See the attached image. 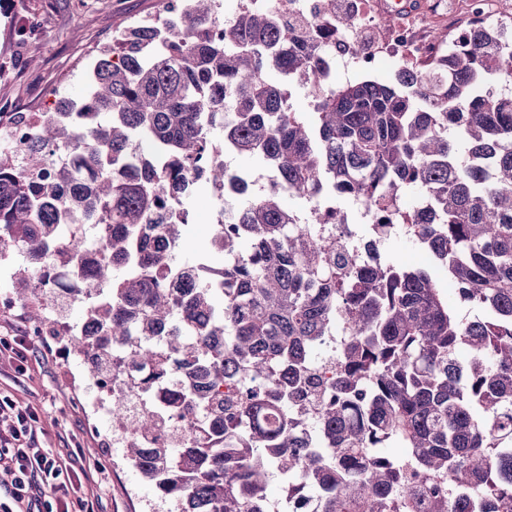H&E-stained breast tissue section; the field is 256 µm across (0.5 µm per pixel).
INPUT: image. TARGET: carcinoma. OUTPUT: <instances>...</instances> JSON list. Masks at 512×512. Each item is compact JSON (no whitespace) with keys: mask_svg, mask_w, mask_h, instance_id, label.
<instances>
[{"mask_svg":"<svg viewBox=\"0 0 512 512\" xmlns=\"http://www.w3.org/2000/svg\"><path fill=\"white\" fill-rule=\"evenodd\" d=\"M216 2L120 29L85 95L44 113L26 161L0 159V259L49 268L18 271L35 279L20 289L33 319L55 327L61 261L87 279L95 332L67 337L87 379L151 393L177 373L170 412L121 424L123 458L167 512H278L266 483L286 474L313 512H512V93L497 90L512 84V27L477 23L467 45L392 81L327 89L317 40L290 44L276 17L243 8L226 24ZM273 73L312 89V118ZM226 146L276 182L224 209L233 224L212 247L249 244L218 268L227 287L172 288L170 272L191 268L178 259L186 201L201 182L224 193ZM412 189L428 214L410 240L483 316H459L424 269L357 270L319 236L328 206L398 218ZM341 316L350 335L327 379L313 363ZM296 403L316 418L307 433ZM164 429L172 441L156 442ZM393 441L404 458L378 452Z\"/></svg>","mask_w":512,"mask_h":512,"instance_id":"carcinoma-1","label":"carcinoma"}]
</instances>
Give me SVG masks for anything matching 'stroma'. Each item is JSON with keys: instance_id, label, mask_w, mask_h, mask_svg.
Segmentation results:
<instances>
[{"instance_id": "1", "label": "stroma", "mask_w": 512, "mask_h": 512, "mask_svg": "<svg viewBox=\"0 0 512 512\" xmlns=\"http://www.w3.org/2000/svg\"><path fill=\"white\" fill-rule=\"evenodd\" d=\"M387 2L394 9V21L427 17L428 32L435 38L455 34L464 20L465 0ZM160 8V0H0V59L8 58L12 64L9 80H0V101L30 115L50 110L42 94L45 86H56L62 97L81 98L86 92L84 73L95 49L109 44L117 28L156 16ZM30 18L38 19V31L28 42L16 40L15 26ZM221 210L214 189L197 190L180 239L183 261L204 257L212 266L224 264V254L211 245ZM382 252L395 264L425 269L440 285L448 283L444 267L404 236H390ZM41 342L45 349L32 359L25 375H16L12 363L0 359V393L39 409L38 447L79 458L85 468L81 489L97 499L99 512H160L162 503L155 490L122 462L121 449H108L88 433L93 411L81 403L87 383L78 360L55 337H42Z\"/></svg>"}]
</instances>
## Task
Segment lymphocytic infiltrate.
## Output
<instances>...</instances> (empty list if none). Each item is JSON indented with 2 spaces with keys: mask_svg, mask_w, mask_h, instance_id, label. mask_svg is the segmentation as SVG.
Instances as JSON below:
<instances>
[{
  "mask_svg": "<svg viewBox=\"0 0 512 512\" xmlns=\"http://www.w3.org/2000/svg\"><path fill=\"white\" fill-rule=\"evenodd\" d=\"M4 414L11 423L0 429V468L13 480L10 501L0 505V512H95L92 499L71 492L80 469L76 459L36 446L37 409L0 394V416Z\"/></svg>",
  "mask_w": 512,
  "mask_h": 512,
  "instance_id": "lymphocytic-infiltrate-1",
  "label": "lymphocytic infiltrate"
}]
</instances>
